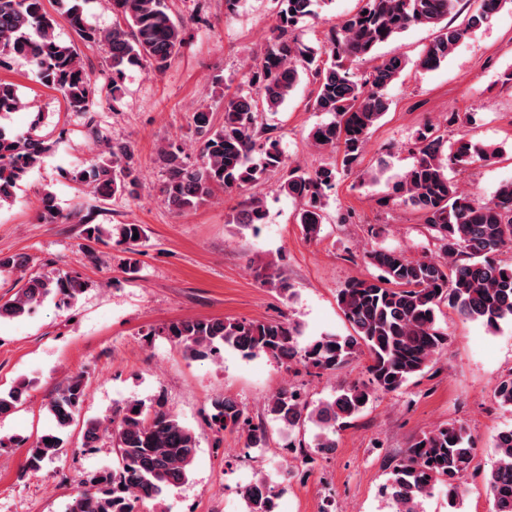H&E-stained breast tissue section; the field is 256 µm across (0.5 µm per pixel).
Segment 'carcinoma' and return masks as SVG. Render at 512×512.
<instances>
[{"instance_id": "1", "label": "carcinoma", "mask_w": 512, "mask_h": 512, "mask_svg": "<svg viewBox=\"0 0 512 512\" xmlns=\"http://www.w3.org/2000/svg\"><path fill=\"white\" fill-rule=\"evenodd\" d=\"M56 2L81 39L105 48L114 104L123 98L127 68L145 63L161 72L186 43L184 24L171 14L168 0H107L114 17L110 28L89 25L86 0ZM317 2L278 0L271 41L261 59L249 66L247 88L224 96L223 121H216L208 105L193 112L195 130L203 136L195 160L184 155L175 140L159 149L164 169L161 194L169 208L192 210L218 191L241 195L265 176L277 174L278 190L300 204L297 223L304 238L317 239L325 220L324 200L336 186L337 174L357 167L372 128L389 108L386 90L407 66L401 55L385 57L363 73L355 71L354 63L373 59L379 46L413 27H428L437 29V35L424 45L417 65L434 70L469 28L489 22L512 4V0H360L357 11L330 27L320 46L311 47L295 31L315 14ZM464 2L473 5L467 23L449 24L448 16L458 13ZM17 59L29 64L39 84L61 92L68 111H93L99 96L96 80L76 49L55 34V18L45 0H0V67ZM304 78L314 85L313 110L333 116L314 127L310 139L316 148L339 155L338 166L306 171L288 165L278 140L261 122V114L278 111ZM25 107L19 86L0 80V116ZM43 122L39 112L25 134L0 126V207L13 199L18 183L53 150L55 141L41 133ZM411 150L413 165L377 204L411 207L438 243V254L411 258L377 243L365 251L368 263L380 274L351 279L336 297L351 326L348 335L324 336L300 346L296 328L285 321L224 318H186L153 328L148 335L164 336L192 357L216 356L230 348L245 356L295 362L325 372L368 356L367 385L343 387L316 406L289 388L278 390L268 401L267 412L280 430L292 434L312 423L319 429L313 448L322 455L332 453L336 430L348 425L374 395L398 391L445 350L448 336L437 325L441 307L491 329L512 320V264L497 259L499 252L512 249V180L501 183L491 198L478 201L449 177L453 169L497 158L499 150L463 136L450 144L441 126L433 123L416 131ZM72 180L87 184L104 199L133 198L140 173L130 146L115 142L88 167L74 172ZM40 218L47 223L68 220L57 210L51 192L41 198ZM265 219L263 201L252 195L241 201L234 222L248 227ZM85 231L86 238L97 241L117 235L131 253L125 273L139 272L132 255L144 236L142 225L118 224L110 229L89 223ZM252 270L260 284L284 294L290 291L270 267L256 264ZM85 288L80 277L68 272L31 274L14 299L0 304V321L29 314L49 297L69 305ZM86 387L84 375H73L48 402L57 432L41 436L27 449L30 469H41L64 451L62 434L81 410ZM28 388L22 380L0 392V415L16 409ZM493 394L500 405L512 407V373L498 381ZM212 407L209 425L215 432L244 428L246 447L267 445L266 426H252L237 400L223 395ZM106 436L112 439L118 467L78 486L65 512H166V496L190 476L199 446L196 433L162 400L148 405L134 399L87 422L82 447L95 448ZM494 448L496 459L487 478L493 512H512V427L497 433ZM475 456L476 448L462 426L438 425L416 437L402 458L388 463L386 497L395 512H421L422 500L444 485L448 506L453 508ZM242 494L249 512H274L278 492L266 477H255Z\"/></svg>"}]
</instances>
